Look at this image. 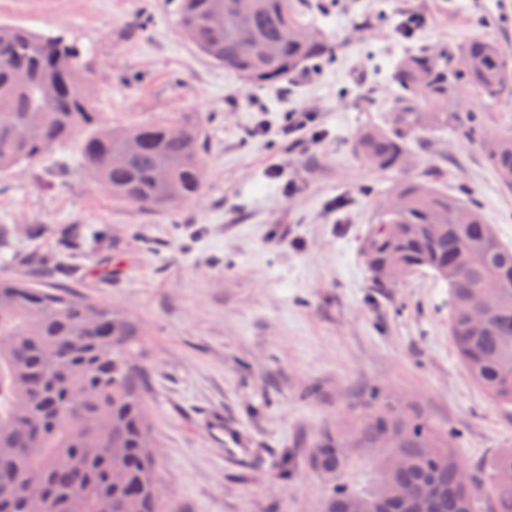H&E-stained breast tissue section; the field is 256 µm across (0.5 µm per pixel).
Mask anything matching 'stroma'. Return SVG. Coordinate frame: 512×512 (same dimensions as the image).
Here are the masks:
<instances>
[{
  "mask_svg": "<svg viewBox=\"0 0 512 512\" xmlns=\"http://www.w3.org/2000/svg\"><path fill=\"white\" fill-rule=\"evenodd\" d=\"M312 2L336 58L257 88L183 38L178 0H0V23L80 43L105 122L192 112L204 127V189L163 213L112 199L73 143L0 172V276L70 289L139 330L163 512H318L330 484L310 463L314 443L380 405L451 432L471 469L512 448V406L476 385L448 334L447 284L414 273L372 286L363 240L397 176L353 150L387 117L404 51L479 35L512 51V0ZM135 18L144 30L132 35ZM300 111L316 115L319 144L284 134ZM411 159L413 174L440 170V186L512 244V191L483 146L436 131ZM276 165L284 180L270 177ZM345 454L340 483L380 480L387 449Z\"/></svg>",
  "mask_w": 512,
  "mask_h": 512,
  "instance_id": "35a3bbf8",
  "label": "stroma"
}]
</instances>
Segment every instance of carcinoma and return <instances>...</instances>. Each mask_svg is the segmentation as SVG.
<instances>
[{
    "mask_svg": "<svg viewBox=\"0 0 512 512\" xmlns=\"http://www.w3.org/2000/svg\"><path fill=\"white\" fill-rule=\"evenodd\" d=\"M307 0H180L182 35L244 82L274 87L338 45L308 17ZM397 92L383 126L364 128L354 150L380 172L405 170L410 145L437 129L472 140L479 121L460 111L468 91L512 97V52L486 36L453 51L420 46L399 57ZM78 140L83 169L112 198L167 211L204 186L201 126L178 115L135 127L94 111L81 47L62 34L0 24V172L32 164L48 143ZM487 158L512 190V131L484 140ZM393 212H376L364 254L377 288L416 272L446 279L448 327L473 380L512 405V246L477 207L441 191L435 173L406 175L385 191ZM134 323L64 288L0 278V512H155L157 474L141 371L132 362ZM392 449L380 484L432 487L431 512H512V448L488 475L459 480L462 462L446 434L412 413L384 410L351 440L326 432L313 449L340 472L347 443ZM374 491L334 485L320 512H372Z\"/></svg>",
    "mask_w": 512,
    "mask_h": 512,
    "instance_id": "1",
    "label": "carcinoma"
}]
</instances>
